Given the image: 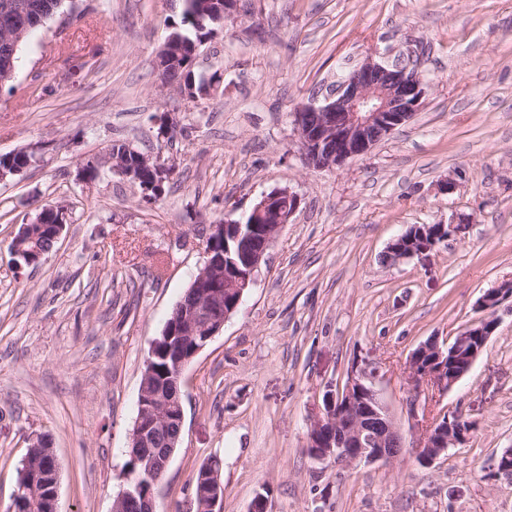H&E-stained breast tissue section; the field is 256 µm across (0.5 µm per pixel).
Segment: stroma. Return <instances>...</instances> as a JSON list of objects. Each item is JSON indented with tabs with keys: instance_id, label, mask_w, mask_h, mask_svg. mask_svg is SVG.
I'll list each match as a JSON object with an SVG mask.
<instances>
[{
	"instance_id": "stroma-1",
	"label": "stroma",
	"mask_w": 512,
	"mask_h": 512,
	"mask_svg": "<svg viewBox=\"0 0 512 512\" xmlns=\"http://www.w3.org/2000/svg\"><path fill=\"white\" fill-rule=\"evenodd\" d=\"M180 22L181 0H63L0 87V155L32 156L0 181V512L43 434L59 463V512H113L149 347L203 264L201 240L275 188L300 206L185 370L159 512H188L195 474L214 457L223 512H248L263 490L271 512H512V476H487L512 448L505 309L439 401L475 419L466 445L429 468L406 451L336 469L306 448L324 393L354 362L378 368L376 387L413 442L411 352L452 339L483 293L512 281V0H238L235 22L200 47L192 71L209 86L194 99L155 68ZM369 55L416 62L418 112L362 158L307 167L293 112ZM118 140L174 163L157 202L116 175L85 180V160ZM57 206L58 242L40 264H18L19 226ZM462 217L457 237L384 262L410 226Z\"/></svg>"
}]
</instances>
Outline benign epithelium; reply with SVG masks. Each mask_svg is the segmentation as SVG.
I'll return each instance as SVG.
<instances>
[{
  "mask_svg": "<svg viewBox=\"0 0 512 512\" xmlns=\"http://www.w3.org/2000/svg\"><path fill=\"white\" fill-rule=\"evenodd\" d=\"M32 10L30 0H4L0 5V32L17 42L21 31H12L13 20ZM423 83L416 70H388L383 64L366 58L351 74L336 85L323 101L312 100L293 113L294 129L304 159L314 169H329L362 157L383 137L410 120L421 102ZM300 199L287 189H273L254 204L245 221L224 224L234 239L262 238V247L254 254L241 256V262L229 261V248L216 247V228L202 239L205 261L191 287L199 289L200 300L183 308L181 319L166 327V336L185 338L192 343L191 354L177 358L168 370L172 385L166 392L140 387L139 416L131 441L149 447L157 428L170 421L183 425L181 392L177 383L189 362L196 357L224 327L237 310L244 294L252 288L267 251L277 234L298 210ZM26 226L17 235L19 254L33 265L43 257L37 250H27ZM461 230L458 224L423 225L415 245L409 250L391 241L384 258L400 262L438 246V237L450 239ZM512 301V283L507 281L485 292L477 301L482 313L479 320L458 333L455 344L429 339L417 346L409 359V387L404 399L408 418L418 420V410L433 400L431 393L450 390L473 367L498 325L497 313L506 301ZM474 422L463 424L454 409H432L421 421L416 443L411 450L423 465L431 467L448 448L463 446L470 439ZM308 452L326 466L343 468L396 459L404 450L403 437L396 422L375 387L374 371L354 363L346 372L342 386L323 396V412L310 424ZM176 445L154 451L147 466V476L156 486L166 472ZM218 461H208L194 483L196 512H222L224 490L221 482L210 481L216 475ZM59 465L49 447L32 464L26 483L14 496L12 512H58ZM138 486L121 493L114 512L138 499ZM143 512H154L156 492L141 499Z\"/></svg>",
  "mask_w": 512,
  "mask_h": 512,
  "instance_id": "benign-epithelium-1",
  "label": "benign epithelium"
}]
</instances>
